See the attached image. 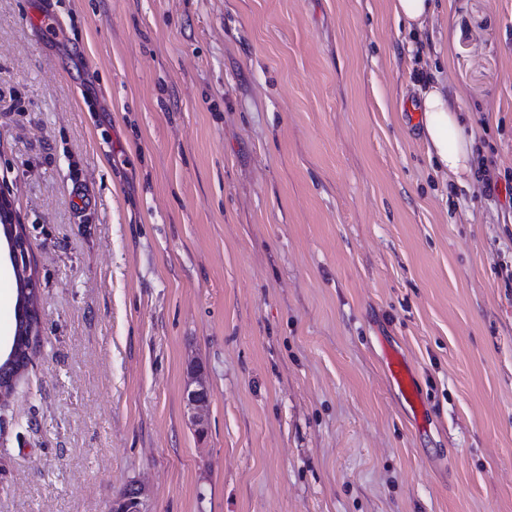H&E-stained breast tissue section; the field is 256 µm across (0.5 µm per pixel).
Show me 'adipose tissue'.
I'll list each match as a JSON object with an SVG mask.
<instances>
[{"instance_id":"1","label":"adipose tissue","mask_w":512,"mask_h":512,"mask_svg":"<svg viewBox=\"0 0 512 512\" xmlns=\"http://www.w3.org/2000/svg\"><path fill=\"white\" fill-rule=\"evenodd\" d=\"M420 129L428 154L448 178L465 184L471 177L477 157L470 117L441 84L427 83L421 90Z\"/></svg>"}]
</instances>
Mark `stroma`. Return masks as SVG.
I'll use <instances>...</instances> for the list:
<instances>
[{"instance_id": "35a3bbf8", "label": "stroma", "mask_w": 512, "mask_h": 512, "mask_svg": "<svg viewBox=\"0 0 512 512\" xmlns=\"http://www.w3.org/2000/svg\"><path fill=\"white\" fill-rule=\"evenodd\" d=\"M424 75L512 172V0H0L42 319L0 512H512V196L435 171ZM432 0H392L391 6L398 22L410 28H422L425 18L432 12ZM386 370L389 384L393 388H398L411 407H420L422 420H424V409L418 397L416 377L410 366L397 352L391 351L386 355ZM210 398L209 385L201 370L190 364L186 370L184 403L198 435H204L207 427V406ZM109 512H149L144 491L138 485H131L112 500Z\"/></svg>"}]
</instances>
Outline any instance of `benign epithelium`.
<instances>
[{"label":"benign epithelium","mask_w":512,"mask_h":512,"mask_svg":"<svg viewBox=\"0 0 512 512\" xmlns=\"http://www.w3.org/2000/svg\"><path fill=\"white\" fill-rule=\"evenodd\" d=\"M0 222L11 225V244L8 245L9 256L23 279L20 291V304L27 308L23 316V335L29 343H34L35 327L40 324L39 278L30 270L29 237L23 229L21 221L13 210L6 194L0 192ZM210 398L209 385L201 369L191 364L186 370L184 386V403L190 419L198 435L202 436L207 427V406ZM109 512H149L146 506L144 491L132 485L112 500Z\"/></svg>","instance_id":"benign-epithelium-1"}]
</instances>
